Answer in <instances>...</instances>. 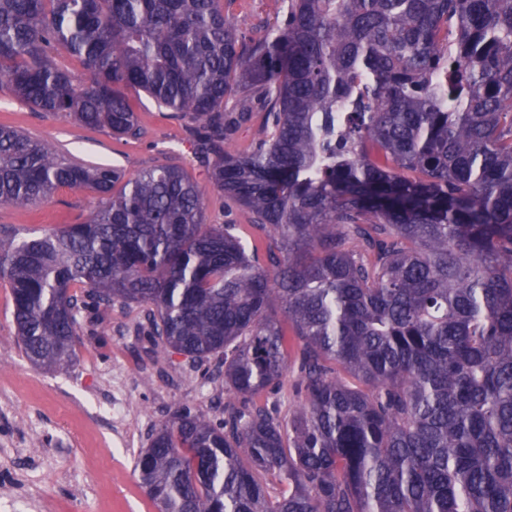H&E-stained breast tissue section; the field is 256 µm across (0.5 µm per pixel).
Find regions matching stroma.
<instances>
[{
    "label": "stroma",
    "mask_w": 512,
    "mask_h": 512,
    "mask_svg": "<svg viewBox=\"0 0 512 512\" xmlns=\"http://www.w3.org/2000/svg\"><path fill=\"white\" fill-rule=\"evenodd\" d=\"M142 134L118 140L62 114L40 112L0 92V123L50 143L66 158L134 175L183 167L198 182L210 224L253 236L247 214L208 181L183 121L163 115L146 94H131ZM89 190L61 188L37 206H0V226L28 232L76 223L97 205ZM140 307L114 306L104 335L82 331L66 366H32L14 342L12 297L0 280V512H157L134 471L152 432L179 408L224 414V377H204L179 355L158 365L139 359Z\"/></svg>",
    "instance_id": "stroma-1"
}]
</instances>
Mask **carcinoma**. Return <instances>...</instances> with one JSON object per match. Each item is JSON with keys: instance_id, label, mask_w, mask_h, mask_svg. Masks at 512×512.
Returning a JSON list of instances; mask_svg holds the SVG:
<instances>
[{"instance_id": "cac0c4a2", "label": "carcinoma", "mask_w": 512, "mask_h": 512, "mask_svg": "<svg viewBox=\"0 0 512 512\" xmlns=\"http://www.w3.org/2000/svg\"><path fill=\"white\" fill-rule=\"evenodd\" d=\"M231 3L0 0V88L119 139L146 92L265 244L205 223L177 166L80 165L0 124V206L99 197L0 231L17 344L59 367L80 320L135 304L154 361L224 368V417L185 406L138 454L158 512H512V0H282L250 36ZM97 202V195L91 190L59 188L48 201L35 207L0 206V226L19 228L23 236L32 229L62 227L74 224L79 217L89 214Z\"/></svg>"}]
</instances>
